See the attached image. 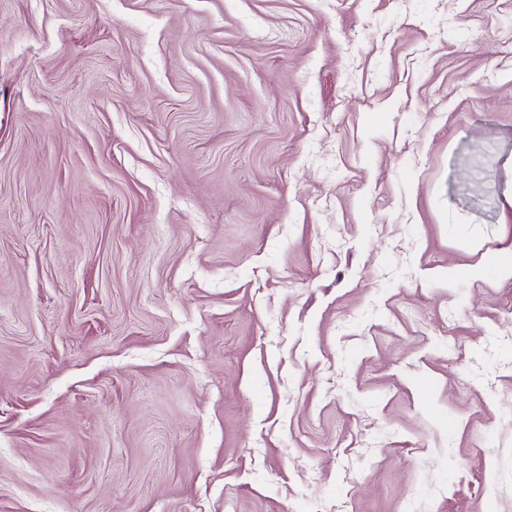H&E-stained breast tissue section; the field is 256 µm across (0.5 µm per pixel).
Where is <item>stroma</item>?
Segmentation results:
<instances>
[{"label": "stroma", "instance_id": "1", "mask_svg": "<svg viewBox=\"0 0 512 512\" xmlns=\"http://www.w3.org/2000/svg\"><path fill=\"white\" fill-rule=\"evenodd\" d=\"M512 0H0V512H512Z\"/></svg>", "mask_w": 512, "mask_h": 512}]
</instances>
